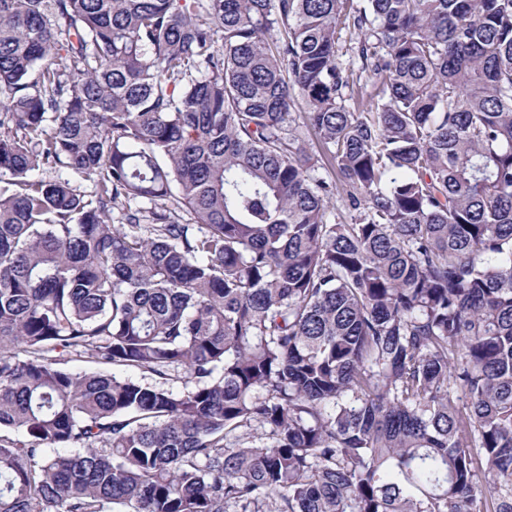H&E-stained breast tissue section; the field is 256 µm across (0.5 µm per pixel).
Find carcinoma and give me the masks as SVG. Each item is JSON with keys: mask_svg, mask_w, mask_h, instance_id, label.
I'll return each instance as SVG.
<instances>
[{"mask_svg": "<svg viewBox=\"0 0 512 512\" xmlns=\"http://www.w3.org/2000/svg\"><path fill=\"white\" fill-rule=\"evenodd\" d=\"M0 93V512H512V0H0Z\"/></svg>", "mask_w": 512, "mask_h": 512, "instance_id": "1", "label": "carcinoma"}]
</instances>
